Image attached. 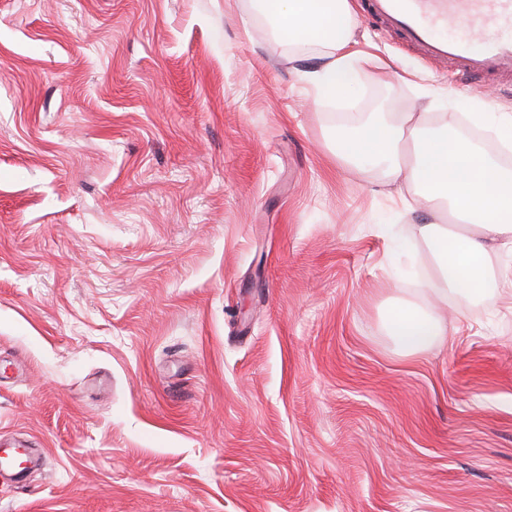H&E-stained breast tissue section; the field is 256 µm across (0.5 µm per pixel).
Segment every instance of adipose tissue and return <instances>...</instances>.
I'll list each match as a JSON object with an SVG mask.
<instances>
[{
  "label": "adipose tissue",
  "mask_w": 512,
  "mask_h": 512,
  "mask_svg": "<svg viewBox=\"0 0 512 512\" xmlns=\"http://www.w3.org/2000/svg\"><path fill=\"white\" fill-rule=\"evenodd\" d=\"M258 9L284 39L319 47L322 63L305 75L319 97L346 93L366 66L365 58L348 50L354 25L349 0H260ZM424 123L411 112L393 122L370 115L336 142V155L346 164L371 154L393 180L418 188L458 223L453 232L435 223L419 228L435 258L434 308H397L388 317V330L407 355L420 354L445 336L448 327L435 307L452 295L482 294L495 280L496 260L512 255V166L457 134L455 113H442L439 130L430 135L423 133ZM406 138L414 153L407 164L399 158Z\"/></svg>",
  "instance_id": "obj_1"
}]
</instances>
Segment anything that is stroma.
<instances>
[{
	"mask_svg": "<svg viewBox=\"0 0 512 512\" xmlns=\"http://www.w3.org/2000/svg\"><path fill=\"white\" fill-rule=\"evenodd\" d=\"M375 80L305 79L255 0H0V512H512V295L402 354L432 211L335 138L454 112L452 76L356 15Z\"/></svg>",
	"mask_w": 512,
	"mask_h": 512,
	"instance_id": "35a3bbf8",
	"label": "stroma"
}]
</instances>
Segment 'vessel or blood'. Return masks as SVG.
I'll list each match as a JSON object with an SVG mask.
<instances>
[{
    "mask_svg": "<svg viewBox=\"0 0 512 512\" xmlns=\"http://www.w3.org/2000/svg\"><path fill=\"white\" fill-rule=\"evenodd\" d=\"M366 12L424 58L448 63L464 78L512 76V38L486 32L512 26V0H367ZM458 24L463 33L447 35L448 26Z\"/></svg>",
    "mask_w": 512,
    "mask_h": 512,
    "instance_id": "vessel-or-blood-1",
    "label": "vessel or blood"
}]
</instances>
